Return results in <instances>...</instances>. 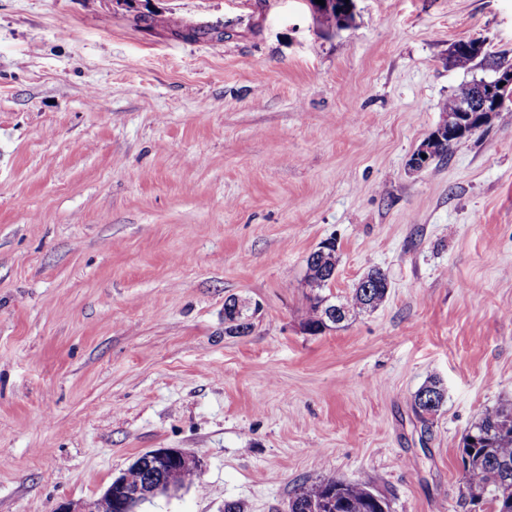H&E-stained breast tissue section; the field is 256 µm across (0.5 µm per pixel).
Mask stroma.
<instances>
[{"label": "stroma", "instance_id": "35a3bbf8", "mask_svg": "<svg viewBox=\"0 0 512 512\" xmlns=\"http://www.w3.org/2000/svg\"><path fill=\"white\" fill-rule=\"evenodd\" d=\"M155 15L153 27L139 17ZM512 63V0H0V512L202 461L136 512H288L333 476L390 512H489L466 431L512 404V101L416 172L463 82ZM376 310L302 329L307 258ZM261 312L224 332V302ZM441 379L430 425L415 392ZM336 2L334 0H325V6L336 3V6H333L331 10H325L315 0H310L314 11L318 14L320 23L328 29L339 28L348 23L353 17V13H349L345 0H336ZM463 47L454 43L448 50V65L455 68L468 69L470 65L483 54V60H486L489 54L483 53L482 44L476 40ZM334 243L332 242H322L321 246L314 252H312L310 256L311 263H314L320 269V276L325 277L324 279L330 278L332 281L336 278V263L337 258L335 260L330 258V255L335 254L336 257V249L334 251H330L326 253L329 249L335 248ZM335 262V266L331 267L330 262Z\"/></svg>", "mask_w": 512, "mask_h": 512}]
</instances>
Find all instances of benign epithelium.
Listing matches in <instances>:
<instances>
[{"label": "benign epithelium", "mask_w": 512, "mask_h": 512, "mask_svg": "<svg viewBox=\"0 0 512 512\" xmlns=\"http://www.w3.org/2000/svg\"><path fill=\"white\" fill-rule=\"evenodd\" d=\"M512 90V69H504L497 78L481 88L480 93L456 112L446 115L443 122L436 128L433 136L424 141L414 153L411 169L420 171L431 160L433 144L448 139L453 144L465 137L473 135L485 126L492 116V111L506 103L509 91ZM334 243L323 242L310 254V261L320 269V276L336 278V268L330 264L328 250ZM177 465L183 469L201 471V461L195 455L180 448H156L138 456L129 469L115 477L112 482L95 499L78 506L70 501H62L55 512H135V505L151 501L159 495H167L173 491L172 485L166 480V470ZM148 473L144 482L134 487L129 486V471Z\"/></svg>", "instance_id": "7a95c632"}]
</instances>
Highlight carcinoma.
<instances>
[{"label":"carcinoma","mask_w":512,"mask_h":512,"mask_svg":"<svg viewBox=\"0 0 512 512\" xmlns=\"http://www.w3.org/2000/svg\"><path fill=\"white\" fill-rule=\"evenodd\" d=\"M320 23L326 28H339L348 23L349 13L345 0H336V6L325 10L315 0H310ZM488 58L482 44L473 40L467 46L452 45L448 50V65L467 69L478 57ZM482 87L481 82L465 83L458 87L441 108L455 112L460 105L472 99ZM372 287L355 288L352 294L339 300L353 315L376 309L386 298L390 282L380 269L369 271ZM307 313L303 322L308 334L318 335L333 324L322 322L323 305L330 304L329 296L318 287L306 296ZM445 401V390L437 379L425 382L414 394L412 408L415 415L426 422L435 416ZM467 471L465 484L473 497H483L489 504L503 512H512V501L507 491L512 489V406L497 407L486 411L463 437L461 453ZM388 506L384 496L374 492L367 484L346 482L334 477L317 484L300 485L293 491L290 512H383Z\"/></svg>","instance_id":"carcinoma-1"}]
</instances>
